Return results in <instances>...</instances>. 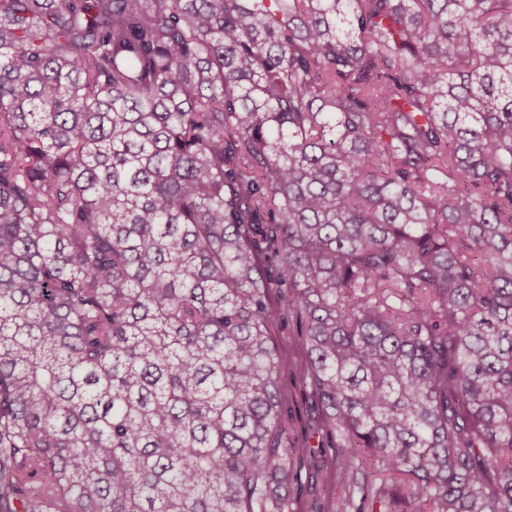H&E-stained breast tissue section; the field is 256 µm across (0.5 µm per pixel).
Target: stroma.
Instances as JSON below:
<instances>
[{"instance_id":"1","label":"stroma","mask_w":512,"mask_h":512,"mask_svg":"<svg viewBox=\"0 0 512 512\" xmlns=\"http://www.w3.org/2000/svg\"><path fill=\"white\" fill-rule=\"evenodd\" d=\"M274 341L286 355L281 371L282 398L287 414L296 420L294 437L305 444L306 454L294 459L292 466L298 480L289 489L296 512H329L338 505L341 512H365L361 492L345 484L335 483L322 467L326 456L332 455L334 440L326 432L314 392L303 380L306 357L299 337L290 335L287 324H280Z\"/></svg>"}]
</instances>
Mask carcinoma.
Here are the masks:
<instances>
[{
	"label": "carcinoma",
	"instance_id": "carcinoma-1",
	"mask_svg": "<svg viewBox=\"0 0 512 512\" xmlns=\"http://www.w3.org/2000/svg\"><path fill=\"white\" fill-rule=\"evenodd\" d=\"M284 314L370 512H512V0H0V512H292Z\"/></svg>",
	"mask_w": 512,
	"mask_h": 512
}]
</instances>
